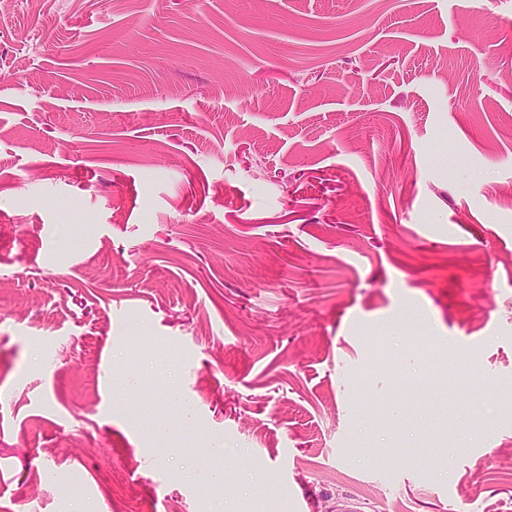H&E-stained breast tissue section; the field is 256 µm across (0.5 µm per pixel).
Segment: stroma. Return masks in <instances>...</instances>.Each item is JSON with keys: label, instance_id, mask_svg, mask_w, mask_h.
Wrapping results in <instances>:
<instances>
[{"label": "stroma", "instance_id": "stroma-1", "mask_svg": "<svg viewBox=\"0 0 512 512\" xmlns=\"http://www.w3.org/2000/svg\"><path fill=\"white\" fill-rule=\"evenodd\" d=\"M347 500L512 512V0H12L0 512Z\"/></svg>", "mask_w": 512, "mask_h": 512}]
</instances>
